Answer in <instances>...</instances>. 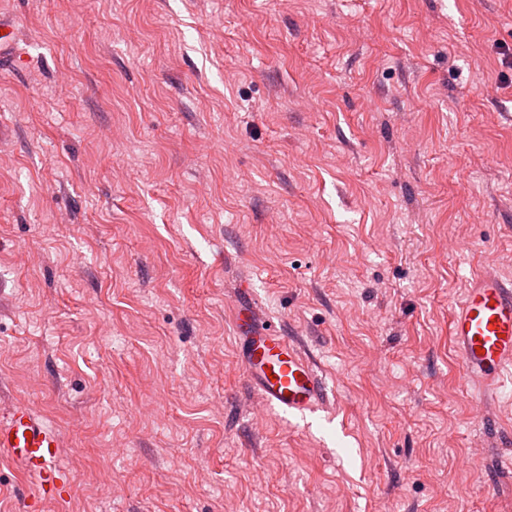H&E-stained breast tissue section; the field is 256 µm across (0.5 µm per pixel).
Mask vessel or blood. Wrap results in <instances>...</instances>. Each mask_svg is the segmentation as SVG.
<instances>
[{
  "label": "vessel or blood",
  "instance_id": "vessel-or-blood-1",
  "mask_svg": "<svg viewBox=\"0 0 512 512\" xmlns=\"http://www.w3.org/2000/svg\"><path fill=\"white\" fill-rule=\"evenodd\" d=\"M252 293L249 282H239L232 313L248 383L270 408L301 418L316 413L327 398L324 379L297 339L261 317ZM450 333L477 401L495 397L512 370V281L490 271L477 274L452 313ZM59 444L58 434L28 407H15L0 423V454L35 479L44 497L62 496L66 488Z\"/></svg>",
  "mask_w": 512,
  "mask_h": 512
}]
</instances>
